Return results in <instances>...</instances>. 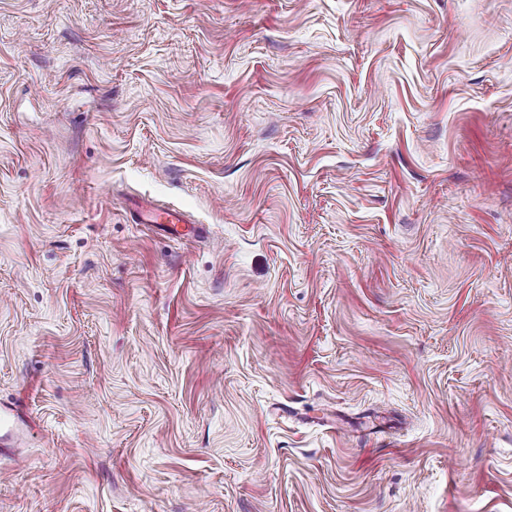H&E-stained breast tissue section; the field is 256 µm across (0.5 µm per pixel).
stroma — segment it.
Listing matches in <instances>:
<instances>
[{
  "mask_svg": "<svg viewBox=\"0 0 512 512\" xmlns=\"http://www.w3.org/2000/svg\"><path fill=\"white\" fill-rule=\"evenodd\" d=\"M0 401V512H512V0H0ZM141 217L142 223L155 224L160 231L171 236L180 237L192 234L201 237L204 233L202 225L195 224L193 220L177 209H160L149 203H144L141 205V215L134 216L135 222L137 223ZM32 428V421L15 402H0V454L19 448Z\"/></svg>",
  "mask_w": 512,
  "mask_h": 512,
  "instance_id": "stroma-1",
  "label": "stroma"
}]
</instances>
